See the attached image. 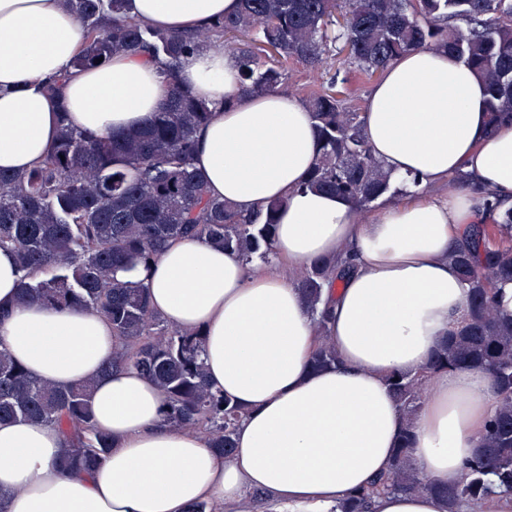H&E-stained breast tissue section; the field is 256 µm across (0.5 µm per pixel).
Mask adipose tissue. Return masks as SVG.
<instances>
[{
	"instance_id": "obj_1",
	"label": "adipose tissue",
	"mask_w": 512,
	"mask_h": 512,
	"mask_svg": "<svg viewBox=\"0 0 512 512\" xmlns=\"http://www.w3.org/2000/svg\"><path fill=\"white\" fill-rule=\"evenodd\" d=\"M239 8V0L125 3L127 15L179 33L205 31ZM81 41L62 0H0V168L38 164L62 119L122 134L166 103L158 60L118 55L77 68ZM177 80L213 110L195 135L208 194L242 211L280 202L277 259L248 264L235 250L185 238L116 277L144 284L151 311L171 326L201 330L211 388L244 411L236 450L223 458L201 430L170 427L166 395L134 368L104 372L120 343L103 315L20 303L14 255L0 249V342L45 382L93 381L95 425L112 437L96 469L70 476L57 466L66 446L58 428L0 423V512H186L195 503L211 512H334L390 472L405 435L425 480L460 482L496 409L490 375L436 371L410 423L388 381L428 365L466 311L467 288L448 255L476 222L478 201L451 176L467 172L512 200V125L490 127L483 82L444 48L387 67L366 100L363 133L397 195L362 220L351 199L305 188L320 143L300 98L244 92L235 57L220 50L190 56ZM336 258L345 271L323 290L320 328L293 277ZM323 338L338 362L315 370ZM371 512L444 507L423 491L379 496Z\"/></svg>"
}]
</instances>
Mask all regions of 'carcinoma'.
Here are the masks:
<instances>
[{
	"instance_id": "carcinoma-1",
	"label": "carcinoma",
	"mask_w": 512,
	"mask_h": 512,
	"mask_svg": "<svg viewBox=\"0 0 512 512\" xmlns=\"http://www.w3.org/2000/svg\"><path fill=\"white\" fill-rule=\"evenodd\" d=\"M83 27L73 65L98 66L116 54L152 51L171 83L170 101L145 127L123 135L81 130L63 119L47 156L32 169L0 170V249L14 253L21 273L20 301L54 307L84 306L101 313L123 343L105 366L129 365L169 399L167 423L196 426L210 447L230 456L241 409L213 391L202 359L203 335L174 328L154 315L147 288L115 277L117 269L157 258L168 243L196 238L233 247L252 262H274L275 215L281 203L238 211L207 195L193 165L195 133L211 116L209 106L176 82L177 70L200 48H220L238 60L248 91H286V64L311 68L333 46L342 64L373 77L397 57L420 48L446 47L485 80L492 127L512 122V0H241L240 10L192 36L153 28L126 16L124 0H65ZM304 102L321 143L305 187L353 198L364 212L388 189L387 173L362 135V116L346 106L336 80ZM512 208L493 201L469 228L471 247L450 254L468 288L460 328L429 366L389 385L413 417L424 397L427 374L478 368L493 379L498 404L481 456L454 486L436 487L406 455L410 434L397 449L390 476L340 505V512H368L375 497L432 491L446 512H465L472 501L512 496V320L496 314L495 287L512 281ZM340 266L315 261L294 279L314 320L323 288ZM327 342L315 351V369L337 362ZM93 384L53 387L33 376L0 343V422L53 425L71 445L58 459L68 474L97 467L110 435L95 427ZM493 475L495 481L486 479Z\"/></svg>"
}]
</instances>
